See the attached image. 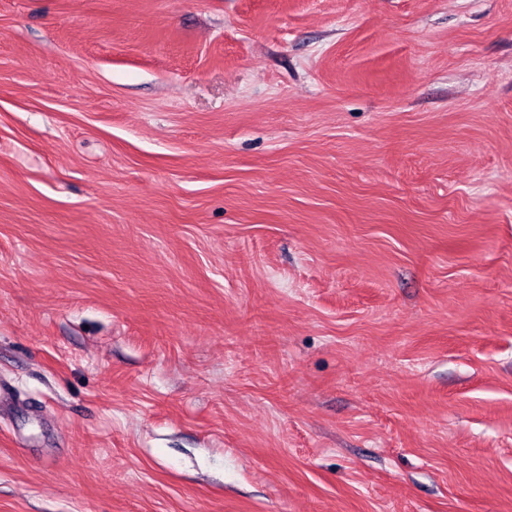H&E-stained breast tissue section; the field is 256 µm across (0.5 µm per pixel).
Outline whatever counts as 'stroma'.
Returning <instances> with one entry per match:
<instances>
[{
	"instance_id": "stroma-1",
	"label": "stroma",
	"mask_w": 512,
	"mask_h": 512,
	"mask_svg": "<svg viewBox=\"0 0 512 512\" xmlns=\"http://www.w3.org/2000/svg\"><path fill=\"white\" fill-rule=\"evenodd\" d=\"M0 512H512V0H0Z\"/></svg>"
}]
</instances>
